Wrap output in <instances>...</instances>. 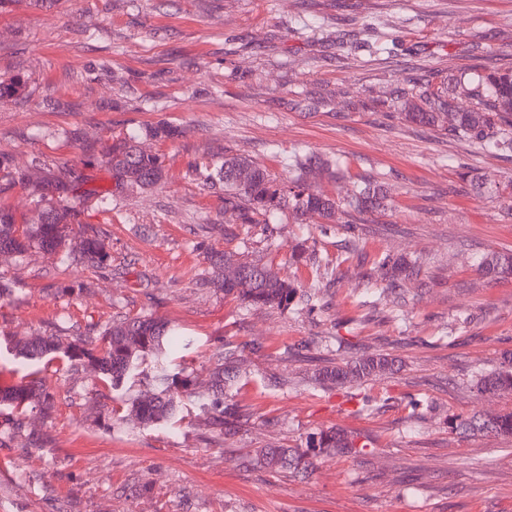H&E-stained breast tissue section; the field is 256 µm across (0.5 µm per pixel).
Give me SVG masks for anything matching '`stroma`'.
<instances>
[{
    "instance_id": "1",
    "label": "stroma",
    "mask_w": 512,
    "mask_h": 512,
    "mask_svg": "<svg viewBox=\"0 0 512 512\" xmlns=\"http://www.w3.org/2000/svg\"><path fill=\"white\" fill-rule=\"evenodd\" d=\"M476 69L512 70V0H7L0 5V154L16 165L101 164L114 139L160 123L176 139L144 141L160 184L107 213L84 206L107 267H64L56 253L0 255L20 293L0 300V335L71 336L147 314L194 343L183 359L196 391L209 355L236 346L232 392L243 413L225 434L197 409L146 428L125 389L86 366L0 355V388L39 381L52 420L0 425V512H512V437L461 434L457 417L512 411V394L474 382L512 353V276L483 277L480 258L512 251V198L478 192L464 172L512 180V159L406 120L412 92ZM78 130L72 141L66 133ZM341 158L316 184L335 200L357 178H382L387 206L337 211L333 223L277 214L278 250L261 224L239 223L223 193L190 173L245 157L274 177L295 152ZM332 260L295 262L293 248ZM247 252L298 289L293 311L259 309L202 287L209 251ZM422 265L387 289L386 256ZM396 371L321 389L313 369L370 354ZM371 401L356 413L355 396ZM338 427L366 437L363 457H316L307 476L251 464L257 448L305 447ZM42 442L31 445L29 431Z\"/></svg>"
}]
</instances>
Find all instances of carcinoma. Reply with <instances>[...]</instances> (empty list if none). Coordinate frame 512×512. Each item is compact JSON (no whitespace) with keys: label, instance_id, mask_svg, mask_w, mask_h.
<instances>
[{"label":"carcinoma","instance_id":"1","mask_svg":"<svg viewBox=\"0 0 512 512\" xmlns=\"http://www.w3.org/2000/svg\"><path fill=\"white\" fill-rule=\"evenodd\" d=\"M28 81L17 77L0 82V98L24 93ZM476 100V107L467 112L453 111V102L460 96ZM410 121L422 126H438L447 119L450 132L470 139L479 149L503 155L512 154V71H476L459 77L448 86L425 92L420 103L405 113ZM149 139H175L180 131L167 124L144 130ZM140 134L135 132L112 143L105 166L114 181V188L98 191L88 189L70 202V195L88 182L76 168L49 169L38 182L30 174L0 155V180L8 186H28L35 196L37 220L17 221L15 213L0 206V253L22 255L32 248L47 251L67 250L60 263L86 264L100 267L110 255L100 239L81 220V201L93 199L104 212L125 192L148 189L162 179V162L158 155L138 149ZM333 172L343 169L338 158H312L295 153L288 160V179L278 181L260 164L241 158H226L208 166L197 167L194 176L208 188L224 191V210L237 214L243 224H270V218L284 210L301 220L317 214L332 221L336 202L321 193L310 182L313 169ZM387 188L383 184H355L344 199L345 209L360 215L371 214L385 206ZM204 284L255 307L287 310L297 297V288L280 279L267 263L238 257L230 252L212 251ZM381 267L387 270L390 285L419 274L416 263L405 257L386 256ZM479 270L490 276L512 275V253L492 252L485 255ZM5 349L16 359L36 362L58 354L70 362L87 364L98 377L108 379L118 388L124 381L142 379L145 388L130 398V412L147 427L176 421L182 412V398L192 393V380L185 368L173 364V355L186 350L192 341L175 328L152 317L141 315L112 321L98 336H6ZM212 365L207 392L197 394L202 411L213 410L215 423L232 426L242 417L236 404L224 400L238 377L237 360L230 349L217 350L210 358ZM397 359L389 354L368 355L344 365H325L311 375L319 387L341 388L363 383L393 371ZM479 393L512 394V356L504 355L502 366L481 374L475 381ZM55 397L31 381L0 390V406L18 416L13 426L22 428L21 416L36 413L44 419L52 416ZM455 428L464 432H482L512 436V412L485 419L477 416L462 419ZM334 453L359 456L368 453L367 443L358 434L344 429L321 431L307 443V449L268 446L256 452L254 461L275 473L305 475L311 470V453Z\"/></svg>","mask_w":512,"mask_h":512}]
</instances>
